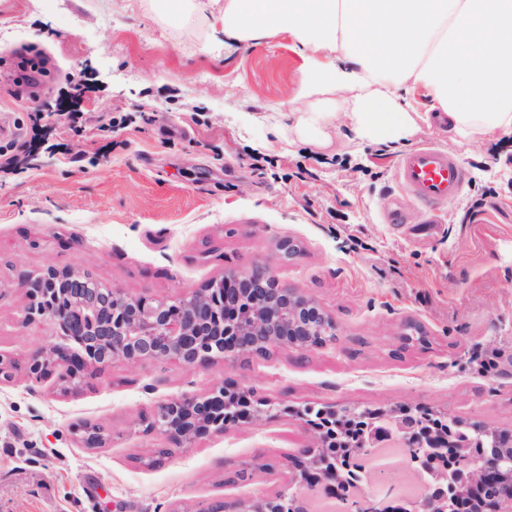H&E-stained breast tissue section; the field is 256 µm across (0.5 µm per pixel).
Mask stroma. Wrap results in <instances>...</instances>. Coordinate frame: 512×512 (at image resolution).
<instances>
[{
	"instance_id": "35a3bbf8",
	"label": "stroma",
	"mask_w": 512,
	"mask_h": 512,
	"mask_svg": "<svg viewBox=\"0 0 512 512\" xmlns=\"http://www.w3.org/2000/svg\"><path fill=\"white\" fill-rule=\"evenodd\" d=\"M292 42L225 47L221 25L177 0H0V145L23 167L0 173V355L14 364L0 382V512H203L274 493L313 441L294 414L304 407L408 406L512 429V377L500 373L512 360V131L459 144L424 113L406 149L437 145L467 179L440 223H422L395 180L400 152L341 123L321 138L294 132L308 105L294 98ZM33 53L47 66L36 98L15 66ZM77 75L88 89L75 107L64 92ZM271 120L287 141L271 143ZM395 196L408 223L383 221ZM288 238L298 251L275 274L335 319V342L233 365L116 361L79 382L30 378L55 338L26 319L29 277L81 269L172 300ZM480 351L495 355L491 374ZM226 380L281 411L187 448L146 432L159 402ZM87 426L101 447L82 443Z\"/></svg>"
}]
</instances>
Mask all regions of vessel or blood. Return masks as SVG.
<instances>
[{"mask_svg":"<svg viewBox=\"0 0 512 512\" xmlns=\"http://www.w3.org/2000/svg\"><path fill=\"white\" fill-rule=\"evenodd\" d=\"M396 178L425 209V221H436L440 203L457 197L463 187L465 172L460 160L435 146H421L406 153L399 161Z\"/></svg>","mask_w":512,"mask_h":512,"instance_id":"vessel-or-blood-1","label":"vessel or blood"}]
</instances>
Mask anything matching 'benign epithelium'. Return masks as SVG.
I'll return each mask as SVG.
<instances>
[{
	"mask_svg": "<svg viewBox=\"0 0 512 512\" xmlns=\"http://www.w3.org/2000/svg\"><path fill=\"white\" fill-rule=\"evenodd\" d=\"M92 280L87 270L54 267L27 280L30 295L39 299L36 312L58 339L32 358L31 373L42 376L58 368L74 378L88 366L116 360H172L203 367L221 358L233 365L272 347L304 352L336 340V322L301 289L279 283L271 261L225 274L173 304L151 303L104 283L97 289L86 287ZM218 409H224L222 386L206 396L169 398L157 405L147 429L185 448L202 435L224 434L227 424L214 418ZM390 436L406 458L418 461L420 451H430L414 433L399 429ZM500 438L495 454L465 468L464 494L480 498L479 512H512V431ZM362 451L375 462L365 477L369 489L338 497L341 512H442L435 490L448 486V471L436 472L425 492L407 505L398 496L397 482L377 476L389 465L378 448ZM300 454L282 489L256 498L216 500L205 512H307L304 496L323 495L321 484L341 476L336 452L319 431Z\"/></svg>",
	"mask_w": 512,
	"mask_h": 512,
	"instance_id": "1",
	"label": "benign epithelium"
}]
</instances>
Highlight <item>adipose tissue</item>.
Segmentation results:
<instances>
[{
	"label": "adipose tissue",
	"instance_id": "1",
	"mask_svg": "<svg viewBox=\"0 0 512 512\" xmlns=\"http://www.w3.org/2000/svg\"><path fill=\"white\" fill-rule=\"evenodd\" d=\"M221 21L229 42L297 41L296 97L310 109L296 132L342 118L396 149L415 125L416 91L462 141L512 131V0H224Z\"/></svg>",
	"mask_w": 512,
	"mask_h": 512
}]
</instances>
